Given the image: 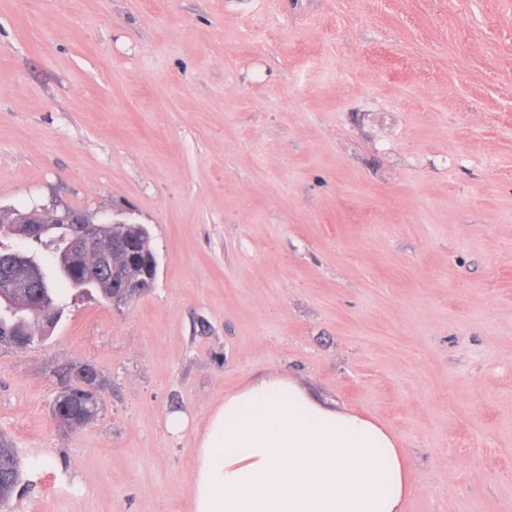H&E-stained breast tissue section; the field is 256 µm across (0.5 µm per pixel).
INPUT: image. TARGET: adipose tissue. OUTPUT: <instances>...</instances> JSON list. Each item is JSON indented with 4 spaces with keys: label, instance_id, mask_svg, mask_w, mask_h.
<instances>
[{
    "label": "adipose tissue",
    "instance_id": "ef3b65f1",
    "mask_svg": "<svg viewBox=\"0 0 512 512\" xmlns=\"http://www.w3.org/2000/svg\"><path fill=\"white\" fill-rule=\"evenodd\" d=\"M195 433L194 512H401L413 488L400 440L379 422L333 411L269 376L225 396Z\"/></svg>",
    "mask_w": 512,
    "mask_h": 512
}]
</instances>
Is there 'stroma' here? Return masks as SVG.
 <instances>
[{"instance_id":"stroma-1","label":"stroma","mask_w":512,"mask_h":512,"mask_svg":"<svg viewBox=\"0 0 512 512\" xmlns=\"http://www.w3.org/2000/svg\"><path fill=\"white\" fill-rule=\"evenodd\" d=\"M51 203L157 276L0 348L11 512H193L167 415L272 373L399 437L402 512H512V0H0V207ZM53 405L57 422L61 426H81L97 416L99 395L84 386L62 385Z\"/></svg>"}]
</instances>
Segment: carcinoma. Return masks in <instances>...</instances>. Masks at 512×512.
Segmentation results:
<instances>
[{
	"label": "carcinoma",
	"instance_id": "obj_1",
	"mask_svg": "<svg viewBox=\"0 0 512 512\" xmlns=\"http://www.w3.org/2000/svg\"><path fill=\"white\" fill-rule=\"evenodd\" d=\"M14 225L0 220V347L23 349L44 340L61 321L66 302L61 286L74 293H97L112 302L114 292L133 283L151 287L147 275L150 233L143 224H108L115 241L112 268L100 266L96 255L78 254L70 245L65 224H44L43 232L22 254L1 242L13 236ZM98 393L83 386L61 387L54 401L59 424L81 426L95 419ZM23 475V462L12 442L0 435V512L8 509Z\"/></svg>",
	"mask_w": 512,
	"mask_h": 512
}]
</instances>
